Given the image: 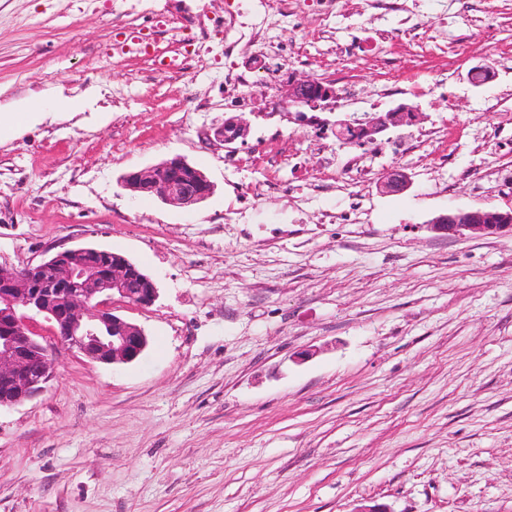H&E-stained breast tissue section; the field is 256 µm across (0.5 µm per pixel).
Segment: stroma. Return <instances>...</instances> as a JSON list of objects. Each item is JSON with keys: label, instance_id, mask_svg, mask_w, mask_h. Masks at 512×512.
<instances>
[{"label": "stroma", "instance_id": "1", "mask_svg": "<svg viewBox=\"0 0 512 512\" xmlns=\"http://www.w3.org/2000/svg\"><path fill=\"white\" fill-rule=\"evenodd\" d=\"M335 2L337 31L309 9L277 30L290 72L354 86L342 119L426 115L363 147L357 224L331 131L284 111L278 86L231 106L224 73L262 67L260 48L228 59L217 34L188 56L245 0H0V110L45 107L0 140V264L102 247L159 288L151 307L113 304L150 338L131 364L34 322L54 377L0 411V512H512V235L430 227L512 208V68L496 61L512 0ZM134 30L153 54L112 58ZM61 94L82 111L55 110ZM236 115L249 134L230 153L213 131ZM175 155L214 184L194 208L121 186ZM393 168L410 188L380 193Z\"/></svg>", "mask_w": 512, "mask_h": 512}]
</instances>
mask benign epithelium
<instances>
[{
	"label": "benign epithelium",
	"mask_w": 512,
	"mask_h": 512,
	"mask_svg": "<svg viewBox=\"0 0 512 512\" xmlns=\"http://www.w3.org/2000/svg\"><path fill=\"white\" fill-rule=\"evenodd\" d=\"M285 105L298 113L333 110L338 96L333 83L312 76L295 77L284 91ZM423 114L406 105L376 113L364 120L365 141L376 143L385 133ZM219 127L215 138L231 145L246 138L249 126L232 117ZM121 185L134 193L155 195L164 203L190 209L207 199L213 183L185 158L174 156L122 175ZM409 185L398 170L388 172L378 183L383 193H395ZM432 228L450 237L466 233H512V210H457L438 216ZM112 257L103 265L100 259ZM144 287L131 288L133 280ZM140 307L151 306L158 288L126 256L106 249L78 246L66 248L37 264L20 268L0 265V409L12 408L40 395L53 374L48 349L33 331L27 313L42 314L51 324L52 336L63 346L86 358L106 363H130L140 358L148 345L137 325L114 314V297Z\"/></svg>",
	"instance_id": "7a95c632"
}]
</instances>
